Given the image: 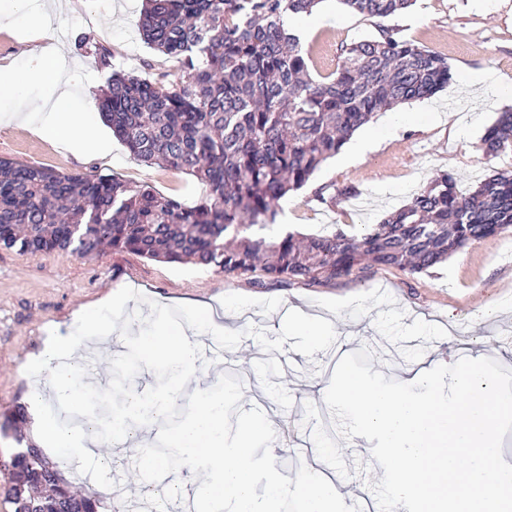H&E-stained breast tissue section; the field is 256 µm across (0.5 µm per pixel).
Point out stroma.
I'll return each mask as SVG.
<instances>
[{
	"mask_svg": "<svg viewBox=\"0 0 512 512\" xmlns=\"http://www.w3.org/2000/svg\"><path fill=\"white\" fill-rule=\"evenodd\" d=\"M142 9V0H66L49 15V32L63 48L58 65L79 75L70 88L73 98L92 99L108 77L86 54L88 44L107 48L114 69L141 77L163 72L168 85L179 83L178 63L141 38ZM298 21L310 27L302 46L314 51L319 73L336 69L342 45L376 37L384 27L446 55L454 78L431 98L398 105L406 123L391 127L379 113L363 125L360 132L374 140V149L346 165L327 159L302 189L284 197L288 210L279 213L278 228L312 234L332 224H375L436 176L452 174L465 192L492 170L512 167L511 154L493 158L481 148L486 129L512 107V0H416L406 12L382 20L350 12L340 0H321L313 15ZM472 82L479 85L473 96L465 91ZM0 157L66 174L113 175L189 206L207 194L193 176L136 161L117 139L111 153L91 146L75 154L26 125L0 123ZM346 185L355 186L357 196H343ZM118 290L127 302L111 318L129 329L117 345L123 354L138 350L140 331L157 325L200 330L197 301L238 307L236 319L216 338L218 351L200 356L204 387L211 395L220 392L235 374L237 352L257 351L250 377L233 397L227 428L236 433L247 417L269 421V440L252 450L255 492L264 494L267 479L278 477L289 489L280 512H298L294 490L311 470L337 479L351 503L370 494L384 474L363 437L325 445L328 409L315 389L328 386L342 355L368 348L372 370L397 381L407 366L429 365L462 339L473 353L512 370L510 230L419 273L375 268L323 284H260L250 274L110 249L92 258L0 249V488L11 479L4 463L19 446L18 433L30 431L29 424L16 431L9 422L31 388L22 364L50 334H78L76 312ZM304 312L323 321L329 343L313 347L294 330ZM271 323L278 324V333H268ZM138 462V449L116 448L95 485L76 476L71 482L87 495L140 497L143 487L126 479Z\"/></svg>",
	"mask_w": 512,
	"mask_h": 512,
	"instance_id": "35a3bbf8",
	"label": "stroma"
}]
</instances>
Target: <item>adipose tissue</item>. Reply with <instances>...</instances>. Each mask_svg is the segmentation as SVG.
I'll return each instance as SVG.
<instances>
[{
  "instance_id": "1",
  "label": "adipose tissue",
  "mask_w": 512,
  "mask_h": 512,
  "mask_svg": "<svg viewBox=\"0 0 512 512\" xmlns=\"http://www.w3.org/2000/svg\"><path fill=\"white\" fill-rule=\"evenodd\" d=\"M61 53L59 46L51 45L33 51L27 69L16 72L0 71V121L35 125L38 132L52 138L73 153H81L90 144L97 143L98 130L89 121L87 113L78 111L67 87L70 83L57 66ZM46 82L55 85L59 94L50 112L35 114L24 111L20 101L21 90L29 83ZM125 302L123 293L112 292L103 298L101 306L81 309L76 320L82 326L78 336L52 335L47 337L39 352L27 359L24 374L31 381L29 403L36 411L34 437L37 443L50 446L70 460L92 457L101 434L87 394L92 389L84 369L77 363L83 357L88 342L106 340L117 334L119 328L102 314V306L119 307ZM142 351L141 368L152 371L164 368L172 371L166 387L151 396L128 400L125 413L110 419V431L120 439L131 438L129 423L149 419L159 422L172 408L170 396L183 391L189 383H200L197 374L198 340L196 335L175 327H158L139 339ZM62 411L79 416L76 424H68L60 415L41 412L44 396ZM266 423L260 420L243 422L232 447H225L227 435L222 400L206 398L195 415L165 440L178 456L189 462L187 472L172 471L165 459L152 453L142 454V469L155 471L157 476L172 479L173 483L189 482L197 486L196 506L205 512L209 501L228 504L230 512H278V503L285 493L282 482L269 483L264 497H255L251 448L265 439ZM299 512H345L346 505L335 481L321 473H314L299 490Z\"/></svg>"
}]
</instances>
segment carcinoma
Instances as JSON below:
<instances>
[{"mask_svg":"<svg viewBox=\"0 0 512 512\" xmlns=\"http://www.w3.org/2000/svg\"><path fill=\"white\" fill-rule=\"evenodd\" d=\"M319 0H145L139 30L176 59L182 81L167 85L112 69L95 106L132 155L195 176L209 188L199 204L114 176L69 175L0 158V248L19 254L69 251L92 257L105 246L145 258L191 262L226 275L261 269L272 279L331 282L368 267L410 273L512 230V170L463 193L446 173L359 234L338 224L303 237L275 224L278 202L304 187L328 158L382 108L429 98L453 78L448 57L388 29L341 47L335 71L314 78L285 18ZM382 19L413 0H342ZM484 152H512V112L486 129ZM5 495L14 512H100L102 499L74 493L32 446L10 459Z\"/></svg>","mask_w":512,"mask_h":512,"instance_id":"cac0c4a2","label":"carcinoma"}]
</instances>
